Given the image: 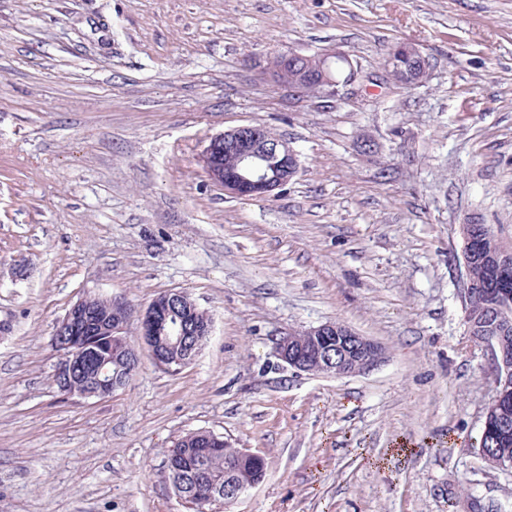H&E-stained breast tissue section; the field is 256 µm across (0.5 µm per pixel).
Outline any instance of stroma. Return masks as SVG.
Instances as JSON below:
<instances>
[{"label": "stroma", "mask_w": 512, "mask_h": 512, "mask_svg": "<svg viewBox=\"0 0 512 512\" xmlns=\"http://www.w3.org/2000/svg\"><path fill=\"white\" fill-rule=\"evenodd\" d=\"M414 44L427 77L385 70ZM354 79L296 98L282 52ZM258 125L300 155L273 197L225 195L200 157ZM512 245V0H0V512H190L166 477L198 430L261 453L213 512H512L473 443L496 375L465 326L462 226ZM182 291L213 319L167 372L61 394L77 300ZM342 322L385 347L352 377L298 373L283 334Z\"/></svg>", "instance_id": "stroma-1"}]
</instances>
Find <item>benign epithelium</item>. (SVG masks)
<instances>
[{"instance_id":"benign-epithelium-1","label":"benign epithelium","mask_w":512,"mask_h":512,"mask_svg":"<svg viewBox=\"0 0 512 512\" xmlns=\"http://www.w3.org/2000/svg\"><path fill=\"white\" fill-rule=\"evenodd\" d=\"M398 57L413 58L420 77L426 76L429 62L418 48L403 43ZM303 58V54L289 53L274 60L279 83L299 97L334 96L336 81L329 77L327 65L320 62L313 69H303L299 67ZM201 162L212 183L223 188L225 195L240 199L269 198L293 180L300 169L299 154L288 142L257 125L237 126L211 137ZM177 305L190 312L197 308L181 291H169L154 298L142 311L135 310L125 297L115 295L110 298L108 313L97 317L86 309L87 300L76 301L55 323L51 337L52 348L58 355L54 376L59 391L84 400L111 397L128 382V371H104L95 390H86L79 382L85 363L93 360L100 365L108 355L124 360L130 368L138 367L143 349L163 370L176 371L191 363L199 353L201 341L212 334V321L205 317L193 331L184 324L175 326L170 316L171 308ZM133 320L137 321L138 332L131 338L129 327ZM92 336H104L106 340L93 345ZM474 342L497 370L495 395L490 404L496 408L512 385V364L500 354L496 337L480 336ZM276 354L284 366L296 372L345 377L373 370L383 362L386 351L379 343L340 322H327L284 334L277 343ZM265 477V469L259 468L243 481L230 466L224 471V479L209 478L212 491L199 499L198 510L209 512L213 504L221 501L231 504Z\"/></svg>"}]
</instances>
